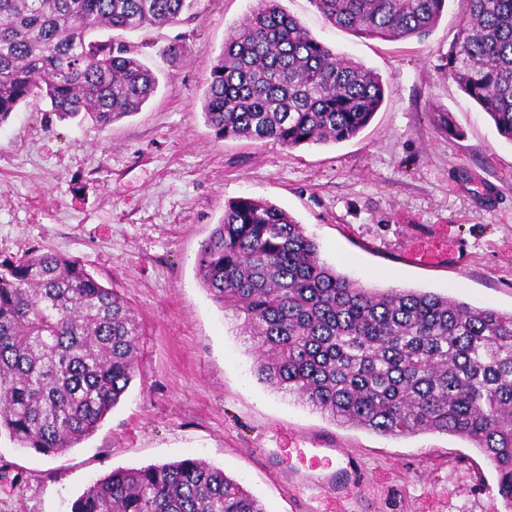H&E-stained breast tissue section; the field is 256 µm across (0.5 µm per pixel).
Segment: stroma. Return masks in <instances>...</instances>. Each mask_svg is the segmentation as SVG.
Instances as JSON below:
<instances>
[{"instance_id":"35a3bbf8","label":"stroma","mask_w":512,"mask_h":512,"mask_svg":"<svg viewBox=\"0 0 512 512\" xmlns=\"http://www.w3.org/2000/svg\"><path fill=\"white\" fill-rule=\"evenodd\" d=\"M254 5L199 0L191 21L123 34L158 88L108 128L58 120L35 98L0 125V256L80 261L121 291L144 333L139 375L75 448L46 457L0 436V465L22 475L0 486V512H70L112 469L184 458L222 468L266 512H512L468 441L340 426L258 381L249 343L195 268L225 203L253 198L290 213L353 282L512 311V142L442 65L460 0L426 38L393 41L281 0L385 87L357 137L293 150L215 138L201 113L204 70ZM439 112L453 132L436 128Z\"/></svg>"}]
</instances>
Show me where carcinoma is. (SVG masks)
Returning a JSON list of instances; mask_svg holds the SVG:
<instances>
[{"instance_id":"cac0c4a2","label":"carcinoma","mask_w":512,"mask_h":512,"mask_svg":"<svg viewBox=\"0 0 512 512\" xmlns=\"http://www.w3.org/2000/svg\"><path fill=\"white\" fill-rule=\"evenodd\" d=\"M196 0H0V126L30 98L61 121L102 128L141 111L155 74L101 28L176 26ZM448 75L512 141V0H461ZM334 26L382 40L429 34L448 0H310ZM382 78L334 52L280 5L224 39L202 100L217 138L289 149L356 137L384 100ZM202 288L231 313L258 379L341 426L387 436L461 437L494 464L512 504V312L353 283L320 261L304 227L242 198L200 244ZM142 330L112 287L79 262L34 249L0 260V433L54 456L93 434L138 370ZM70 512H265L203 460L117 468Z\"/></svg>"}]
</instances>
